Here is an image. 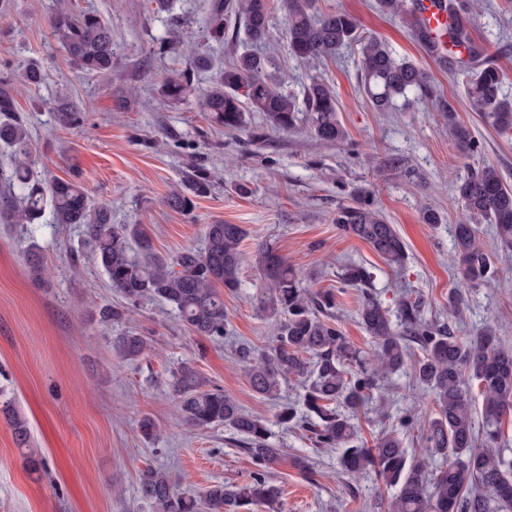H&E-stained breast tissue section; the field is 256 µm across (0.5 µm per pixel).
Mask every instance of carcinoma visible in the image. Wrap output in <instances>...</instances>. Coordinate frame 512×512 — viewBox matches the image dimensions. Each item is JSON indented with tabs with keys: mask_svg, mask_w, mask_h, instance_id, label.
<instances>
[{
	"mask_svg": "<svg viewBox=\"0 0 512 512\" xmlns=\"http://www.w3.org/2000/svg\"><path fill=\"white\" fill-rule=\"evenodd\" d=\"M155 11L168 14L165 35L155 43L156 52L167 54L179 44L171 0H153ZM386 15L400 18L415 43L441 69L456 72L468 62L479 66L467 72L466 94L482 121L496 130H512V100L500 96L502 73L489 60L486 48L471 36L474 13L463 0H438L444 11L457 18L449 31L454 50L438 56L435 41L417 14L418 0H376ZM284 37L288 54L301 61L329 59L344 46L358 47L363 89L373 109L389 112L398 99L409 95L424 99L432 94L427 73L413 61L398 57L388 42L360 31L357 19L345 11L315 15L312 0H281ZM208 26L217 38L233 30L251 43L266 42L271 33L267 0H225L224 11L210 15ZM51 35L65 49L73 64L85 74L112 71V28L99 16L73 14L57 7L49 20ZM269 59L256 52L237 55L232 63L202 91L201 106L227 133L246 127L249 112L262 115L267 129L287 132L303 124L317 139L337 143L347 132L337 118L335 88L313 76L299 96L268 83ZM193 91L191 71L168 77L160 88L169 102H181ZM64 126L78 122L80 106L58 97L45 103ZM448 131L456 145L477 148L470 129L461 123L450 105ZM0 146L10 151V166L0 168V223L38 224L45 212L52 223L84 228L86 242L105 271L111 288L128 304L150 298L171 306L195 335L224 338L226 311L224 291L241 287L244 260L242 242L247 231L240 224H208L204 248L184 249L175 255L160 253L145 224H114L112 211L90 203L84 188L71 179L56 177L45 183L38 178L30 135L18 113L16 100L0 88ZM212 184L197 169L188 178L186 191H175L168 206L184 212L194 198L208 194ZM455 192L469 216L493 225L496 242L512 249V188L505 186L495 169L487 167L461 179ZM333 223L347 236L367 243L384 262L402 266L406 247L394 225L375 207L372 195L361 188L351 201L336 208ZM452 262L462 276L476 284L492 272L490 251L479 242L470 221L454 225ZM265 288L260 308L277 318L273 344L258 351L246 344L235 357L252 390L263 397H279L290 381L304 384L305 415L283 403L278 415L282 424H300L323 448L351 442L355 433L352 411L381 388L392 374L410 366L414 378L433 395L437 416L428 422L426 444L430 456H409L393 429L382 433L373 448L345 449L344 469L352 476L373 471L387 486H396L389 512H512V456L501 448V424L512 414V348L484 325L468 339L456 335L461 303H449L450 319H427L421 299L402 297L395 316H390L370 288L372 276L363 266L349 264L341 283L359 291L358 318L371 337L372 352L366 356L351 348L334 321L336 295L311 291L302 277L275 250L260 249ZM122 356L137 360L147 346L135 331L117 337ZM483 396L482 430H476L471 385ZM170 386L182 417L191 425H226L242 436L241 443L256 466L245 486L219 483L199 494H174L170 477L148 468L141 473L139 493L154 512H241L260 505L277 512L280 488L269 482L270 466L280 449L269 442L270 430L261 419L243 411L218 388L209 389L202 375L183 364L171 372ZM0 414L12 428L18 447L24 450L32 473L46 469V459L30 448L26 420L16 411L6 389H0ZM442 457L441 466L430 470L429 457Z\"/></svg>",
	"mask_w": 512,
	"mask_h": 512,
	"instance_id": "carcinoma-1",
	"label": "carcinoma"
}]
</instances>
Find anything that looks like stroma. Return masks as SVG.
<instances>
[{"mask_svg":"<svg viewBox=\"0 0 512 512\" xmlns=\"http://www.w3.org/2000/svg\"><path fill=\"white\" fill-rule=\"evenodd\" d=\"M59 1L0 0V85L16 97L38 171L78 182L91 204L111 207L113 223L148 225L164 253L203 248L207 225H243L245 261L240 288L224 295L229 334L223 342L192 334L169 306L151 299L129 307L126 321L106 326L99 321L100 307L124 300L84 244L81 228L45 224L29 232L0 223V384L26 418L32 447L48 461L45 475L31 473L0 416V512H153L138 493L139 474L149 466L167 472L180 493L249 483L255 466L232 428H199L178 415L168 381L184 362L271 429L281 450L268 471L283 490L278 512H387L393 489L372 473L351 477L341 465V449L315 448L305 431L281 425L280 401L254 393L234 357L236 343L261 349L275 334L274 318L257 305L263 286L258 249L276 250L310 288L335 291L336 316L350 343L363 351H370L371 339L358 320L357 292L340 280L348 264L371 273L385 309L395 310L401 297L420 296L427 318H444L455 294L462 300V337L491 324L512 347V251L498 252L494 276L479 285L466 282L451 260L453 226L467 217L454 185L490 166L512 186V131L483 123L461 79L426 57L405 24L380 14L374 0H315V8L353 14L365 31L416 61L435 95L469 127L476 151L457 148L435 104L374 111L352 48L331 60L290 59L279 9L267 49L271 81L297 89L309 76L327 79L336 88L348 138L326 144L303 127L271 132L255 112L247 117V132L226 133L202 111L197 96L169 104L159 95L171 70L193 68L194 85L202 89L241 51L236 40L219 42L209 34L206 21L218 0H176L183 22L177 57L152 51L166 17L153 11L150 0H63L111 26L115 59L108 76L79 72L52 38L48 18ZM477 12L472 36L503 68L501 93L512 99V0H480ZM200 54L208 60L203 69L193 66ZM31 60L40 62L44 74L33 92L19 74ZM60 95L81 104L77 124L59 125L45 108V101ZM122 97L127 104L120 109L116 101ZM197 168L210 175V193L195 198L190 213L170 209L168 196ZM359 187L371 191L405 242L403 267L390 268L333 224L337 207ZM426 207L440 212L441 223H423ZM32 241L44 258L37 274L25 255ZM130 329L150 339L145 354L132 362L115 345ZM404 414L414 427L403 445L409 453H423L422 430L435 406L408 368L356 410L355 444L373 446ZM146 417L160 427L158 440L142 437L139 424ZM301 458L312 475L298 469Z\"/></svg>","mask_w":512,"mask_h":512,"instance_id":"1","label":"stroma"}]
</instances>
